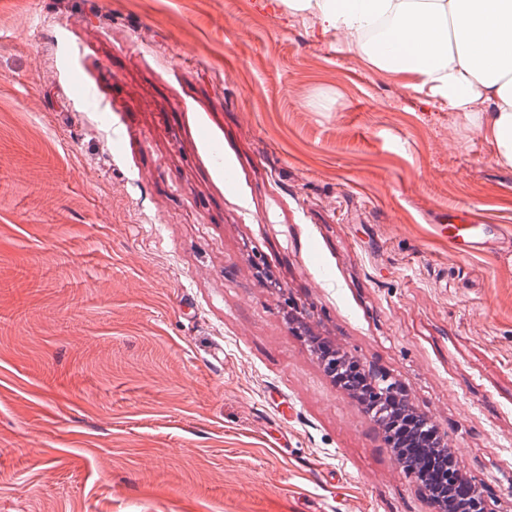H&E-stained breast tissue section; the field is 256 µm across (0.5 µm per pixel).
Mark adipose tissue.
<instances>
[{
    "mask_svg": "<svg viewBox=\"0 0 512 512\" xmlns=\"http://www.w3.org/2000/svg\"><path fill=\"white\" fill-rule=\"evenodd\" d=\"M345 36L383 71L418 79L419 88L467 111L486 109L479 126L512 168V0H289Z\"/></svg>",
    "mask_w": 512,
    "mask_h": 512,
    "instance_id": "adipose-tissue-1",
    "label": "adipose tissue"
}]
</instances>
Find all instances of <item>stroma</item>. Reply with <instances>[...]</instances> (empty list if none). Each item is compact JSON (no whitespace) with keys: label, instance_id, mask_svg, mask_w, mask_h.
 Returning a JSON list of instances; mask_svg holds the SVG:
<instances>
[{"label":"stroma","instance_id":"obj_1","mask_svg":"<svg viewBox=\"0 0 512 512\" xmlns=\"http://www.w3.org/2000/svg\"><path fill=\"white\" fill-rule=\"evenodd\" d=\"M410 81L287 0H0V512H439L313 335L512 512V168ZM453 235L450 238L456 242L464 243L469 249H478L485 243L484 224H474L460 219V223L450 224ZM319 358L322 361L326 371L328 373L341 371L345 368L349 362L357 365L364 373L366 378L371 383L372 391V406L369 407L370 414L377 421L379 416L384 413V404L386 399L395 393V381L390 380L388 376L380 375L377 376L369 368L361 363L360 361L350 360L345 354L334 351L328 356H324L319 353Z\"/></svg>","mask_w":512,"mask_h":512}]
</instances>
